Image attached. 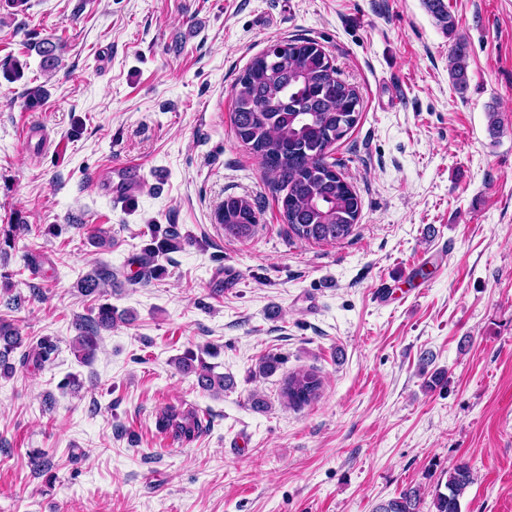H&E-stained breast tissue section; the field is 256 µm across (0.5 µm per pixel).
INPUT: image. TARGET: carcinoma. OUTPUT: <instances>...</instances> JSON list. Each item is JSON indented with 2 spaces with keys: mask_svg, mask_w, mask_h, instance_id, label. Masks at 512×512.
<instances>
[{
  "mask_svg": "<svg viewBox=\"0 0 512 512\" xmlns=\"http://www.w3.org/2000/svg\"><path fill=\"white\" fill-rule=\"evenodd\" d=\"M428 12L446 33L454 32L455 22L443 0H424ZM455 87H467L468 55L466 44L457 41L449 60ZM361 99L355 87L341 80L318 43L305 38L288 41V51L277 69L269 67L263 56L255 57L236 79L234 85L233 123L237 139L261 162L263 177L275 193L282 194V215L289 231L298 239L336 242L350 236L361 201L342 174L337 163L329 161V148L356 125ZM224 233L247 239L258 222L252 204L245 198L228 197L217 214ZM151 240L157 245L135 257L139 277L149 278L155 254L166 249L178 237L175 225L150 227ZM112 279L105 265L96 267L77 283L79 292L90 297ZM115 322L111 305L102 304L93 319L72 340V348L84 359L94 353L98 331ZM22 343L19 325L0 320V373L10 375L11 353ZM185 371L197 374L199 386L214 394L231 385V379L213 369L195 365L187 354L178 358ZM321 380L309 371L295 372L285 379L282 394L294 408L307 406L320 396ZM156 428L168 432L179 443L195 440L201 431L197 418L174 407L160 410ZM474 482L466 462L448 470L444 487H436L434 512H460V498ZM422 496L417 489H407L376 507L375 512H421Z\"/></svg>",
  "mask_w": 512,
  "mask_h": 512,
  "instance_id": "obj_1",
  "label": "carcinoma"
}]
</instances>
